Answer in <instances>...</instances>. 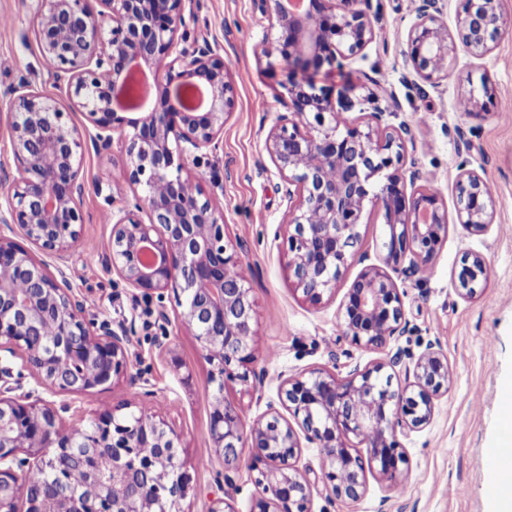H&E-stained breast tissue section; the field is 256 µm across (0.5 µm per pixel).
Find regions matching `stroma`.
<instances>
[{
    "label": "stroma",
    "instance_id": "obj_1",
    "mask_svg": "<svg viewBox=\"0 0 512 512\" xmlns=\"http://www.w3.org/2000/svg\"><path fill=\"white\" fill-rule=\"evenodd\" d=\"M414 0H372L381 15L379 37L354 57L340 74L318 72L323 84L352 89L360 96L375 86L381 107L393 110L395 123L406 124L413 146L408 164L452 205V187L461 164L475 169L492 187L499 205L494 224L483 236L468 234L449 222L448 236L434 257V268L422 282L401 283L409 331L383 351L361 349L341 339L339 305L358 274L350 268L335 296L314 307L304 302L289 279L278 225L288 220L284 182L271 162L265 139L277 115L284 112V66H270L256 47L268 27L256 17L251 0H197L198 32L229 63L237 104L224 125L216 170L222 187L215 199L224 211L231 236L243 239L250 285L257 303L254 350L257 368L265 369L261 386L248 394L232 392L247 420L264 414L276 401L281 381L313 368L339 376L390 358L396 352L420 353L440 342L448 356L452 382L435 403L431 423L422 432L399 436L407 458L396 480L378 473L367 476L356 501L331 498L316 486L311 512H492L493 494L486 485L491 448L502 441L501 414L506 385L512 381V36H503L493 51L477 60L457 51L452 75L438 85L416 78L403 48L412 23ZM37 0H0V168H12L6 146L9 118L6 89L20 76L38 88L53 85L34 35ZM488 78L498 109L474 117L460 112L457 101L469 81ZM474 142L470 153L458 151L457 133ZM122 161L119 149L88 154L82 208L87 251L76 253V283L89 289L92 312L119 323L136 320L130 353L135 370L153 386L155 408L173 421L181 438L180 456L190 467V489L184 512H207L217 497L235 512H250L260 490L253 474L241 468L235 488H220L203 461L213 456L208 419L214 385L194 336L179 322L167 329L151 323L149 305L134 299L115 275L106 274L95 252L109 242L110 227L101 217L103 200L96 179ZM478 251L490 263V277L474 297L458 295L451 274L465 253ZM181 369H174L172 359Z\"/></svg>",
    "mask_w": 512,
    "mask_h": 512
}]
</instances>
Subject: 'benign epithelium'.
<instances>
[{
	"label": "benign epithelium",
	"mask_w": 512,
	"mask_h": 512,
	"mask_svg": "<svg viewBox=\"0 0 512 512\" xmlns=\"http://www.w3.org/2000/svg\"><path fill=\"white\" fill-rule=\"evenodd\" d=\"M194 0H38L34 33L53 85L65 98L22 76L7 91L8 140L14 170L0 176V512H181L190 476L178 456L179 435L149 406L152 390L98 412L90 430L66 421V395L109 389L131 373L135 322L113 324L90 312L70 265L84 250V157L112 150L122 136L116 178L94 182L103 198L110 241L99 261L134 297L157 301L155 322L171 323L165 294L177 296V319L192 331L216 385L208 435L222 459L218 484L235 485L242 465L261 488L250 512H311L315 484L298 467L303 447L321 453L320 480L329 495L357 500L366 468L395 479L406 462L397 433L432 421L435 401L448 392V358L438 342L416 357L396 354L339 377L314 368L284 379L278 403L249 423L226 398L234 385L256 387L251 369L256 301L245 245L231 238L224 210L191 178L184 159L212 166L236 89L224 56L191 36ZM275 35L259 53L288 68L287 111L266 138L267 153L288 184V222L275 237L286 247L288 270L312 306L331 297L346 271L363 265L337 316L342 338L381 351L407 331L403 293L393 277L420 280L448 235V210L438 191L406 174L408 128L391 113L363 105L309 75L341 70L380 34L371 0H252ZM404 55L414 75L433 86L451 75L458 48L481 59L512 31L502 0H458L454 28L439 0L414 9ZM148 69L151 89L139 91L136 71ZM488 81L458 100L467 115L489 113ZM359 108L363 116L343 113ZM84 115L79 128L70 114ZM140 189L114 208L112 185ZM457 221L471 235L494 224L497 200L479 173L461 165L453 185ZM386 226L384 256L367 264L360 252L366 213ZM490 276L487 258L466 254L453 271L457 293L472 297ZM401 366L406 382L384 369ZM36 388L20 395L25 376ZM62 400H57V397ZM286 410L292 419L281 414ZM366 448L367 458L352 452ZM79 467L85 481L71 483ZM43 471L49 479L34 483Z\"/></svg>",
	"instance_id": "benign-epithelium-1"
}]
</instances>
